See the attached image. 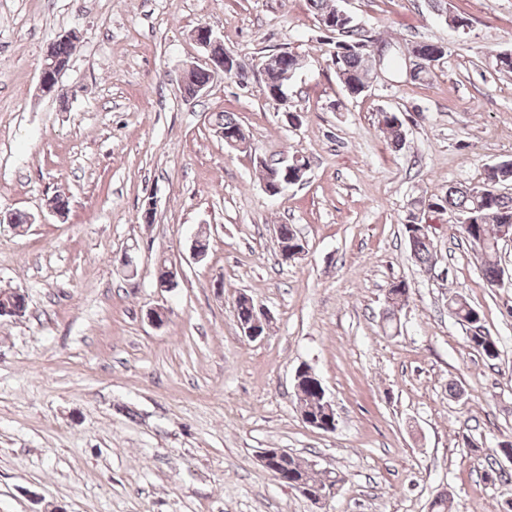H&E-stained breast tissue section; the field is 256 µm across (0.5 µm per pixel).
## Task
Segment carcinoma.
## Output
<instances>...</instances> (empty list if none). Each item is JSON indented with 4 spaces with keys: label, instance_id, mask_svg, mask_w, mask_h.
I'll use <instances>...</instances> for the list:
<instances>
[{
    "label": "carcinoma",
    "instance_id": "1",
    "mask_svg": "<svg viewBox=\"0 0 512 512\" xmlns=\"http://www.w3.org/2000/svg\"><path fill=\"white\" fill-rule=\"evenodd\" d=\"M310 10L319 24H324L326 31L338 34L336 51L332 64L340 83L346 84L353 94L367 81L370 72L371 58L354 50L356 44L372 37L371 32L350 18L340 17L334 13L333 0H308ZM270 63L266 67V90L268 97L277 100L283 84L284 75L296 73L299 69L298 57L288 52L280 56H267ZM378 123L388 140L392 150L398 151L405 141L403 122L398 113L391 117L379 116ZM215 130L236 131L242 139L249 140L242 125L229 112H218L214 120ZM291 168L285 170L277 166V161L266 160L259 164L262 180L267 188L277 189L288 182L290 178L299 177L303 169L309 167V158L300 152L288 159ZM512 181V163L503 164L485 171L482 181L485 194H473L456 184L448 186L446 193L437 198L422 199L414 203L416 207L428 206L432 211L450 210L469 220L468 227L458 225V231L471 245L480 259L482 276L491 287L497 285L503 266L500 256V241L502 235L512 233V195H505L496 190V186ZM279 244L288 250V255L294 254V249L302 247L301 238L290 224L279 225ZM404 239L415 261L422 267H429L434 261V245L430 237L429 225L419 221L413 224L402 223ZM409 295L408 285L404 282L394 283L388 288L385 300L386 326L393 324L392 316L402 308ZM448 312L460 324L467 325V343L469 347L481 354L486 360L493 361L499 357L497 337L493 336L485 326L480 311L462 293H455L448 299ZM323 384L316 373L304 370L298 385L296 397L302 414L318 417L322 414L321 393ZM288 473L305 477L314 485L325 484V473L311 467V463L291 454L287 455Z\"/></svg>",
    "mask_w": 512,
    "mask_h": 512
}]
</instances>
